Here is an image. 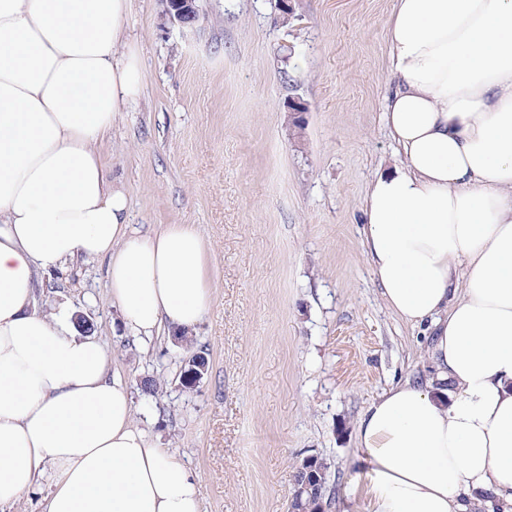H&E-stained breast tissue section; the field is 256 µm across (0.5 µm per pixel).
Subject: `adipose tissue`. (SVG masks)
Masks as SVG:
<instances>
[{"mask_svg": "<svg viewBox=\"0 0 512 512\" xmlns=\"http://www.w3.org/2000/svg\"><path fill=\"white\" fill-rule=\"evenodd\" d=\"M129 0H0V504L49 479L46 512H202L194 475L133 422V397L71 315L34 308L38 273L108 259L124 332L194 329L212 295L190 224L147 232L93 147L139 94L114 56ZM403 163L365 197L387 307L430 332L431 373L360 416L365 512H512V0H395Z\"/></svg>", "mask_w": 512, "mask_h": 512, "instance_id": "ef3b65f1", "label": "adipose tissue"}]
</instances>
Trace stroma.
Listing matches in <instances>:
<instances>
[{"instance_id": "35a3bbf8", "label": "stroma", "mask_w": 512, "mask_h": 512, "mask_svg": "<svg viewBox=\"0 0 512 512\" xmlns=\"http://www.w3.org/2000/svg\"><path fill=\"white\" fill-rule=\"evenodd\" d=\"M197 5L183 26L163 0H131L142 90L96 149L129 224H193L208 243L212 304L192 332L207 373L184 388L171 336L122 333L105 259L38 275L35 308L92 321L136 422L197 475L203 512H288L312 454L329 465L331 512H365L357 421L428 368L425 329L385 305L360 233L370 182L400 162L384 125L394 0H294L287 22L279 0ZM148 377L158 396L143 394Z\"/></svg>"}]
</instances>
